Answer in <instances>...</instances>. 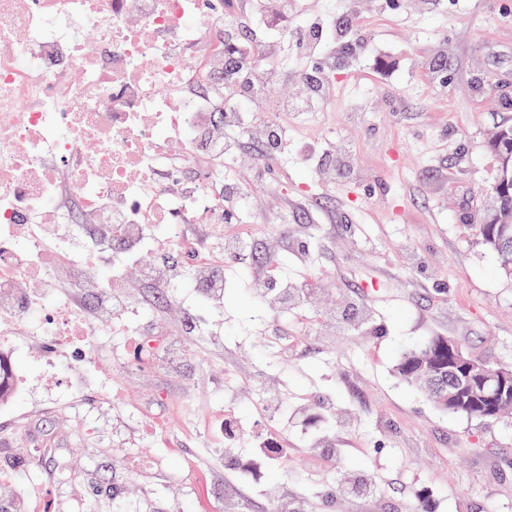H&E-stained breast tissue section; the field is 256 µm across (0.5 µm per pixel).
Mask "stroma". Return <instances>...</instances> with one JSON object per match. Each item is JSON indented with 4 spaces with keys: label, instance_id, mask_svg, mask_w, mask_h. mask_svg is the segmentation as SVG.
Returning <instances> with one entry per match:
<instances>
[{
    "label": "stroma",
    "instance_id": "stroma-1",
    "mask_svg": "<svg viewBox=\"0 0 512 512\" xmlns=\"http://www.w3.org/2000/svg\"><path fill=\"white\" fill-rule=\"evenodd\" d=\"M297 28L335 18L362 43L304 119L281 113L288 147L265 179L250 167L257 135L240 139L227 180L250 195L234 234L246 260L224 265V310L205 311L194 270L156 301L133 269L146 334L165 331L183 356L129 369L126 326L106 325L96 362L48 361L24 344L13 357L27 389L0 405V512H512V420L439 412L395 371L402 349L448 336L512 367V274L473 227L491 197L489 144L512 123V0H300ZM271 60L296 77L332 55L291 42ZM299 296L262 297L263 255ZM123 399L109 401L113 386ZM156 432L129 418L151 414ZM284 409L278 424L257 411ZM44 441L34 465L25 438Z\"/></svg>",
    "mask_w": 512,
    "mask_h": 512
}]
</instances>
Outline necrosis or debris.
<instances>
[{"mask_svg": "<svg viewBox=\"0 0 512 512\" xmlns=\"http://www.w3.org/2000/svg\"><path fill=\"white\" fill-rule=\"evenodd\" d=\"M222 0H0V347L7 325L54 349L97 330L83 299L32 311L21 285L52 290L85 239L102 265L137 255L167 195L169 252L203 263L186 228L224 209V167L193 135L219 123L201 92L217 73L271 80L267 57L224 37Z\"/></svg>", "mask_w": 512, "mask_h": 512, "instance_id": "obj_1", "label": "necrosis or debris"}]
</instances>
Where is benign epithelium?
Instances as JSON below:
<instances>
[{
  "mask_svg": "<svg viewBox=\"0 0 512 512\" xmlns=\"http://www.w3.org/2000/svg\"><path fill=\"white\" fill-rule=\"evenodd\" d=\"M494 146L503 157L494 183V202L484 215L486 224H512V139L497 138ZM448 354V370L436 374L437 396L451 403L461 394L476 391L483 398L485 414L494 416L498 408L512 398V369L493 366L486 360L464 353L453 340L443 341L432 355L430 367H436L439 356Z\"/></svg>",
  "mask_w": 512,
  "mask_h": 512,
  "instance_id": "obj_1",
  "label": "benign epithelium"
}]
</instances>
